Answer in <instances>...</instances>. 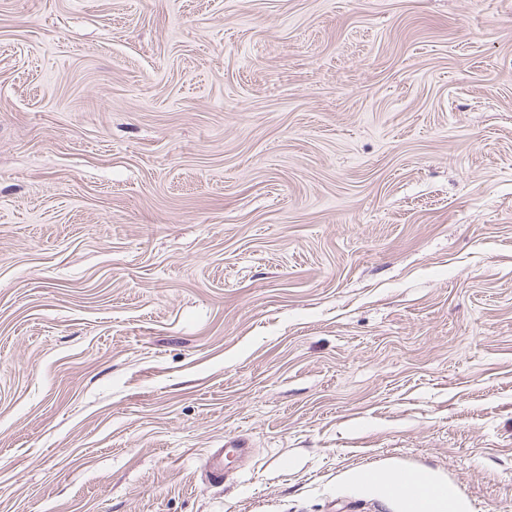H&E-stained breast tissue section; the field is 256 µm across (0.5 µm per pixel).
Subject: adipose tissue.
<instances>
[{
  "instance_id": "1",
  "label": "adipose tissue",
  "mask_w": 512,
  "mask_h": 512,
  "mask_svg": "<svg viewBox=\"0 0 512 512\" xmlns=\"http://www.w3.org/2000/svg\"><path fill=\"white\" fill-rule=\"evenodd\" d=\"M350 478L354 483L370 487L379 496H401L404 512H468L466 497L443 482H434L431 492L411 493L404 490L398 471L393 469L357 470Z\"/></svg>"
}]
</instances>
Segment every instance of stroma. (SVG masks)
I'll return each instance as SVG.
<instances>
[{"mask_svg":"<svg viewBox=\"0 0 512 512\" xmlns=\"http://www.w3.org/2000/svg\"><path fill=\"white\" fill-rule=\"evenodd\" d=\"M386 467L512 512V0H0V512Z\"/></svg>","mask_w":512,"mask_h":512,"instance_id":"stroma-1","label":"stroma"}]
</instances>
